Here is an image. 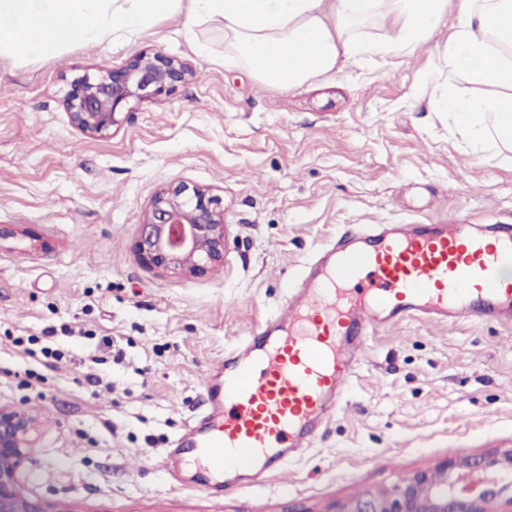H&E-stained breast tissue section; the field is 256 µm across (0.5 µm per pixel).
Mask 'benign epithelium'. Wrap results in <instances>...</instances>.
<instances>
[{
	"instance_id": "obj_1",
	"label": "benign epithelium",
	"mask_w": 512,
	"mask_h": 512,
	"mask_svg": "<svg viewBox=\"0 0 512 512\" xmlns=\"http://www.w3.org/2000/svg\"><path fill=\"white\" fill-rule=\"evenodd\" d=\"M191 75L175 58L138 53L121 67L100 70L93 79H74L64 105L76 128L99 136L119 123L123 106L168 94ZM224 247L219 199L204 189L180 185L155 193L134 252L140 262L163 272L196 275L223 263ZM39 424L33 411L0 405V512H66L23 484L21 468L36 447ZM475 471L510 478L470 489L459 484L461 475ZM332 512H512V448L448 459L391 487L349 497Z\"/></svg>"
}]
</instances>
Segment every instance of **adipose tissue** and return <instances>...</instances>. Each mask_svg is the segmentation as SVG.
<instances>
[{"label": "adipose tissue", "instance_id": "adipose-tissue-1", "mask_svg": "<svg viewBox=\"0 0 512 512\" xmlns=\"http://www.w3.org/2000/svg\"><path fill=\"white\" fill-rule=\"evenodd\" d=\"M448 0H0V55L44 57L83 42L135 39L153 20L215 21L236 64L264 85L293 90L351 59L409 54L441 23ZM459 21L423 85L475 147L512 152V0H458ZM389 21L375 40L363 26ZM491 87L454 94L448 81Z\"/></svg>", "mask_w": 512, "mask_h": 512}]
</instances>
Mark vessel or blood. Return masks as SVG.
I'll return each instance as SVG.
<instances>
[{"label":"vessel or blood","mask_w":512,"mask_h":512,"mask_svg":"<svg viewBox=\"0 0 512 512\" xmlns=\"http://www.w3.org/2000/svg\"><path fill=\"white\" fill-rule=\"evenodd\" d=\"M512 224H367L304 266L277 314L255 323L202 386L208 414L179 449L193 486L218 496L224 473L279 474L338 409L366 341L410 318L486 322L512 314Z\"/></svg>","instance_id":"b4317fda"}]
</instances>
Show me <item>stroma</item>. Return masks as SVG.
Returning a JSON list of instances; mask_svg holds the SVG:
<instances>
[{
  "label": "stroma",
  "mask_w": 512,
  "mask_h": 512,
  "mask_svg": "<svg viewBox=\"0 0 512 512\" xmlns=\"http://www.w3.org/2000/svg\"><path fill=\"white\" fill-rule=\"evenodd\" d=\"M184 14L133 42L52 57L0 56V405L36 410L30 492L68 512H327L446 459L512 448V324L408 319L379 329L336 418L288 475L209 497L163 464L207 414L204 373L281 304L286 284L359 224H512V158L476 152L421 80L458 23L448 10L408 55L349 60L335 76L274 90L228 67L215 23ZM161 52L194 71L89 137L70 82ZM210 190L224 262L202 275L133 252L157 190ZM62 360L39 355L45 329ZM125 358L114 363L103 338ZM100 384L86 381V374Z\"/></svg>",
  "instance_id": "obj_1"
}]
</instances>
